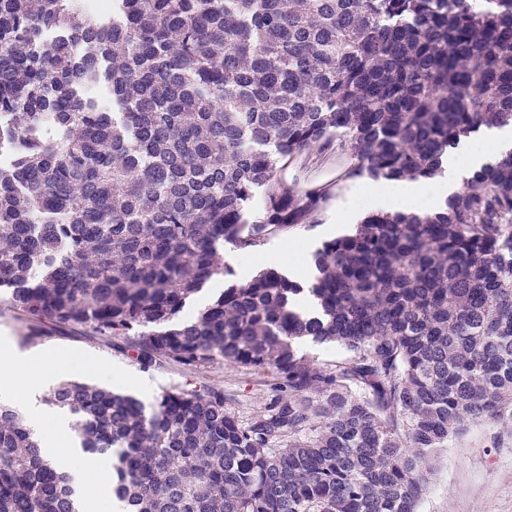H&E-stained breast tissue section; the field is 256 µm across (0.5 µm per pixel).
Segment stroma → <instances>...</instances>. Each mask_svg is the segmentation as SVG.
I'll list each match as a JSON object with an SVG mask.
<instances>
[{
    "label": "stroma",
    "instance_id": "stroma-1",
    "mask_svg": "<svg viewBox=\"0 0 512 512\" xmlns=\"http://www.w3.org/2000/svg\"><path fill=\"white\" fill-rule=\"evenodd\" d=\"M345 156L335 148L315 150L288 162L283 182L323 186L326 201L306 223L273 228L263 245L243 250L228 244L224 264L238 280H247L265 266L268 257L294 261L296 251L320 246L336 222V204L349 192L370 186L367 178H342ZM21 352H67L78 362L68 376L150 402L172 389H223L227 409L245 420L262 410L267 375L224 363L188 370L171 362L145 368L125 353L115 339L90 337L79 331L58 332L51 326L33 328L20 311L0 300V348ZM419 512H512V426L476 425L438 454V465Z\"/></svg>",
    "mask_w": 512,
    "mask_h": 512
}]
</instances>
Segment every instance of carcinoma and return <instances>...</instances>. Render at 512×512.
<instances>
[{
	"label": "carcinoma",
	"instance_id": "carcinoma-1",
	"mask_svg": "<svg viewBox=\"0 0 512 512\" xmlns=\"http://www.w3.org/2000/svg\"><path fill=\"white\" fill-rule=\"evenodd\" d=\"M47 26L66 40L37 54ZM102 82L110 108L81 94ZM511 120L512 0H112L110 26L81 0H0L6 301L143 366L269 375L246 421L219 388L150 406L52 388L79 447L116 457L125 512H417L439 449L512 423V153L441 210L323 241L308 287L267 268L182 318L233 275L224 244L256 248L321 208L317 188L279 182L288 161L337 139L349 178H431L460 138ZM302 338L344 357L323 366ZM0 512H80L3 404ZM228 281L227 279L224 281V277H218L210 281L205 289L187 304L182 313L183 317H193L199 309L214 300L227 287Z\"/></svg>",
	"mask_w": 512,
	"mask_h": 512
}]
</instances>
